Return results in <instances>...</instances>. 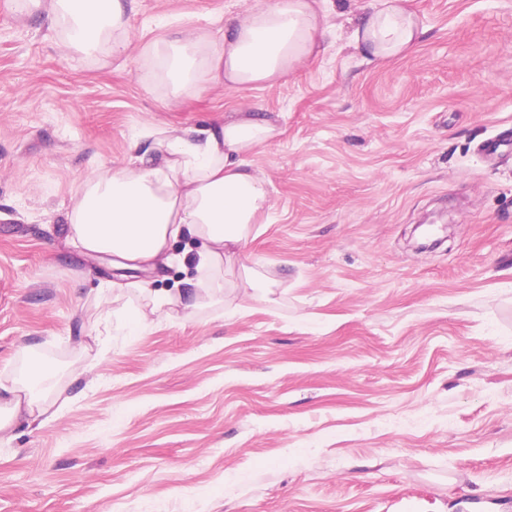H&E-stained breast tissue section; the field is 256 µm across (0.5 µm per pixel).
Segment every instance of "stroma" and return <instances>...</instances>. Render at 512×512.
Listing matches in <instances>:
<instances>
[{"mask_svg":"<svg viewBox=\"0 0 512 512\" xmlns=\"http://www.w3.org/2000/svg\"><path fill=\"white\" fill-rule=\"evenodd\" d=\"M253 2L131 0L116 60L0 0V381L51 370L0 512H512V0H412L428 33L383 63L350 42L368 0H330L328 49L279 82H153L152 48ZM237 112L281 129L249 158L271 207L223 301L128 330L134 283L180 294L198 245L84 254L77 189L148 126ZM427 220L448 238L419 251Z\"/></svg>","mask_w":512,"mask_h":512,"instance_id":"obj_1","label":"stroma"}]
</instances>
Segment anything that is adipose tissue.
Listing matches in <instances>:
<instances>
[{
	"label": "adipose tissue",
	"instance_id": "obj_1",
	"mask_svg": "<svg viewBox=\"0 0 512 512\" xmlns=\"http://www.w3.org/2000/svg\"><path fill=\"white\" fill-rule=\"evenodd\" d=\"M326 0H256L242 18L224 21L221 37L203 40L183 32L170 53L148 58L157 76L176 92L209 87L249 89L272 84L319 52L327 28L319 17ZM411 0H375L359 18L351 39L371 62L413 52L425 26ZM49 24L67 20L71 39L89 50L107 47L127 56V0H30ZM270 120L245 112L181 132L154 127L131 145L119 168L96 166L82 181L68 215L69 238L91 254H110L137 264L169 261V244L185 235L200 243L197 277L186 291L191 306L222 291L219 273L229 247L241 246L248 225L268 203L263 179L248 159L275 138ZM49 374L33 363L24 386L0 383V435L19 422H35L36 387Z\"/></svg>",
	"mask_w": 512,
	"mask_h": 512
}]
</instances>
